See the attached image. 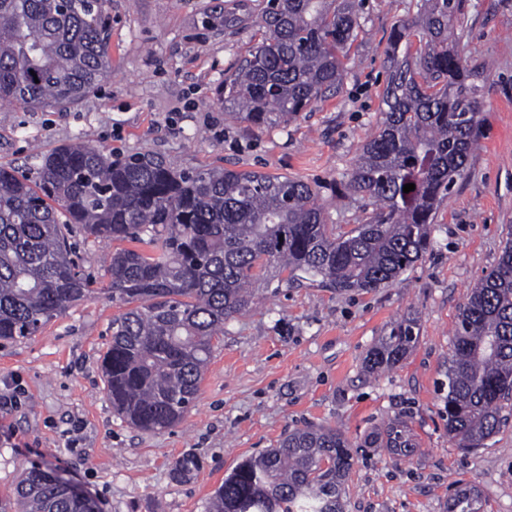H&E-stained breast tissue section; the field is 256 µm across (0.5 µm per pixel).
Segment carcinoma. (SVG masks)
<instances>
[{
  "mask_svg": "<svg viewBox=\"0 0 512 512\" xmlns=\"http://www.w3.org/2000/svg\"><path fill=\"white\" fill-rule=\"evenodd\" d=\"M105 0H0V101L60 112L112 70ZM466 0H418L392 31L381 121L365 141L350 189L372 212L336 234L308 182L224 167L185 170L151 153L124 160L83 142L45 155L38 183L0 166V339L25 338L93 293L68 242L75 224L118 247L103 290L112 318L101 359L113 410L144 431L180 423L194 403L224 323L259 292L309 280L332 293L373 291L422 260L434 215L475 148L480 67L463 53ZM362 0H267L261 41L224 78L220 100L257 127L295 118L340 87ZM415 184L409 193L404 185ZM66 217L60 221V217ZM416 323H394L370 352L378 371L399 363ZM512 399V243L460 308L448 366V438L473 451L505 426ZM367 443L410 458L406 422ZM354 458L336 428L306 426L243 460L208 512H344ZM0 512H96L47 463L25 469ZM446 512H483L459 488Z\"/></svg>",
  "mask_w": 512,
  "mask_h": 512,
  "instance_id": "carcinoma-1",
  "label": "carcinoma"
}]
</instances>
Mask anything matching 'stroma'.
<instances>
[{
	"mask_svg": "<svg viewBox=\"0 0 512 512\" xmlns=\"http://www.w3.org/2000/svg\"><path fill=\"white\" fill-rule=\"evenodd\" d=\"M465 53L484 72L478 150L440 204L430 250L387 287L334 294L311 282L260 294L227 322L193 406L177 426H129L104 391L100 357L118 305L103 291L27 338L0 340V493L23 469L52 462L98 512H206L239 462L309 424L354 445L345 512H445L476 487L484 512H512V422L487 447L456 448L444 412L453 331L471 288L512 239V0H467ZM263 0H107L112 73L64 112L0 102V165L36 179L42 155L84 142L114 156L152 151L180 167L257 170L301 178L337 232L365 217L348 177L376 131L390 34L416 0H365L337 94L288 123L256 127L219 101L259 39ZM85 274L102 280L116 245L72 228ZM416 322L395 366L370 372V350L393 323ZM404 417L418 445L405 459L363 441ZM187 454L202 466L185 478Z\"/></svg>",
	"mask_w": 512,
	"mask_h": 512,
	"instance_id": "obj_1",
	"label": "stroma"
}]
</instances>
